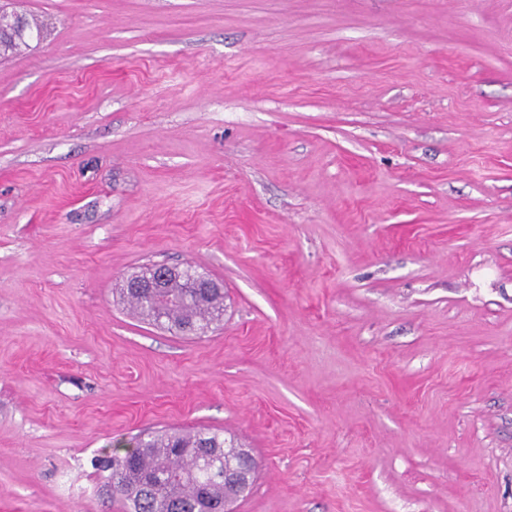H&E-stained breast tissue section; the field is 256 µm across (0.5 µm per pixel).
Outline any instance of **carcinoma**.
Returning a JSON list of instances; mask_svg holds the SVG:
<instances>
[{"label": "carcinoma", "mask_w": 512, "mask_h": 512, "mask_svg": "<svg viewBox=\"0 0 512 512\" xmlns=\"http://www.w3.org/2000/svg\"><path fill=\"white\" fill-rule=\"evenodd\" d=\"M0 14V29L10 32L3 47L13 51L28 45L33 27L16 29ZM122 296L141 318L188 337L196 328L213 326L224 312V289L208 288L190 303L176 301L159 307L139 292ZM258 461L251 451L226 440L224 434L206 428L139 438L129 448L94 461L97 480L121 502L125 512H224V502H236L254 482L252 468ZM238 468L248 476L240 484L224 481V468Z\"/></svg>", "instance_id": "cac0c4a2"}]
</instances>
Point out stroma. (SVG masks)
Here are the masks:
<instances>
[{
    "label": "stroma",
    "mask_w": 512,
    "mask_h": 512,
    "mask_svg": "<svg viewBox=\"0 0 512 512\" xmlns=\"http://www.w3.org/2000/svg\"><path fill=\"white\" fill-rule=\"evenodd\" d=\"M0 512H121L92 457L210 428L235 512H512V0H14ZM224 286L197 340L125 276ZM8 15L7 13L0 14V28L3 31H9L12 30L13 33L9 35V38L6 39L5 43L3 44L4 50L13 51L18 49L21 45L23 46H29L28 40L32 39L33 37V27L30 25L29 22L26 24V28L23 29H15L13 27L14 22L10 24L7 22ZM4 52L3 54H5Z\"/></svg>",
    "instance_id": "35a3bbf8"
}]
</instances>
